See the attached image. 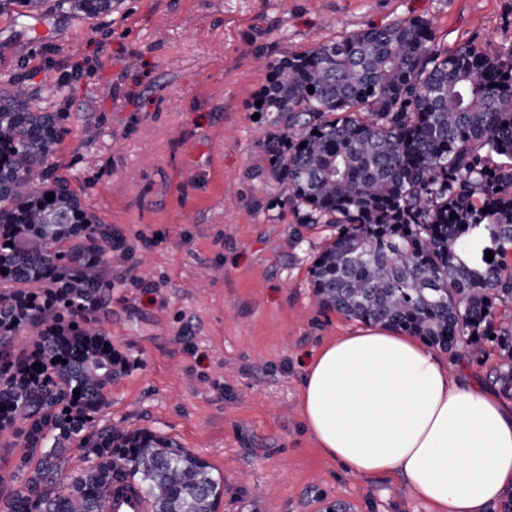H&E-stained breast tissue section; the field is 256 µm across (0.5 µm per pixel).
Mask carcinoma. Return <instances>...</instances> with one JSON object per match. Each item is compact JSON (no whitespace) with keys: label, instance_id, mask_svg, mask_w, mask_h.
Segmentation results:
<instances>
[{"label":"carcinoma","instance_id":"carcinoma-1","mask_svg":"<svg viewBox=\"0 0 512 512\" xmlns=\"http://www.w3.org/2000/svg\"><path fill=\"white\" fill-rule=\"evenodd\" d=\"M118 2L54 6L90 20ZM254 100L269 177L299 223L331 228L311 270L322 308L442 351L492 335L512 357V322L493 323L512 301V41L448 50L424 18L369 26L269 63ZM63 132L22 79L4 81L0 440L20 452L0 512H100L117 478L153 512H217L224 480L205 459L146 429L97 425L130 367L102 323L106 270L131 249L56 173ZM74 449L86 466L69 473Z\"/></svg>","mask_w":512,"mask_h":512}]
</instances>
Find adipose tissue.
I'll list each match as a JSON object with an SVG mask.
<instances>
[{
	"mask_svg": "<svg viewBox=\"0 0 512 512\" xmlns=\"http://www.w3.org/2000/svg\"><path fill=\"white\" fill-rule=\"evenodd\" d=\"M302 413L347 472L397 475L431 512H490L512 487V408L418 337L370 325L324 346Z\"/></svg>",
	"mask_w": 512,
	"mask_h": 512,
	"instance_id": "1",
	"label": "adipose tissue"
}]
</instances>
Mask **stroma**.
I'll return each mask as SVG.
<instances>
[{"mask_svg": "<svg viewBox=\"0 0 512 512\" xmlns=\"http://www.w3.org/2000/svg\"><path fill=\"white\" fill-rule=\"evenodd\" d=\"M415 17L448 48L512 40V0H122L97 20L50 12L46 36L0 8V82L22 77L35 107L62 113L60 174L133 251L103 322L132 367L98 422L203 457L224 479L217 512H430L397 476L347 473L304 425L308 361L362 324L314 303L330 230L299 224L251 109L268 62ZM51 83L66 93L42 99ZM440 357L512 403L497 342Z\"/></svg>", "mask_w": 512, "mask_h": 512, "instance_id": "35a3bbf8", "label": "stroma"}]
</instances>
